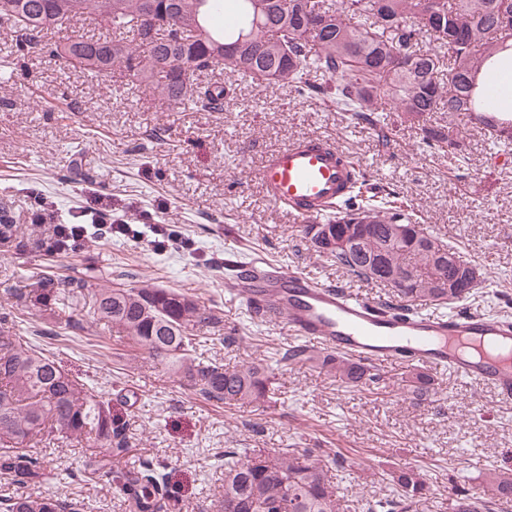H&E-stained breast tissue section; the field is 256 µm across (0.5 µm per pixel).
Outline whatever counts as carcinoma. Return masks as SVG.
Segmentation results:
<instances>
[{"label": "carcinoma", "instance_id": "obj_1", "mask_svg": "<svg viewBox=\"0 0 512 512\" xmlns=\"http://www.w3.org/2000/svg\"><path fill=\"white\" fill-rule=\"evenodd\" d=\"M233 19L216 22L224 0H0V24L16 34L20 55L48 54L96 77L123 63L134 82L165 101L194 112L224 110L230 89L198 86L195 73L224 66L257 84H287L301 95L327 100L338 112L378 128L383 145L389 127L377 113L382 103L401 118L421 125L422 140L450 155L460 151L456 120L473 116L474 125L491 139L509 140L506 128L491 130L475 98V76L481 64L512 44V0H237ZM86 14L95 16L97 31L52 40L49 34ZM164 19V41L144 43L145 31ZM237 55L224 58V47ZM448 68V82L440 79ZM448 113V124H431L433 112ZM346 215L328 225L330 239L305 234L317 251L331 256L350 273L387 283L384 274L409 270L412 276L393 286L391 310L410 312L421 304L453 305L466 301L474 287L465 279L478 265L462 259L458 249L395 209L360 206L350 201ZM374 212L364 227L359 248L348 252L331 246L336 229L355 216ZM41 287L32 290L40 302L50 293L53 277L37 273ZM94 316L112 324L135 351L167 361L187 385L228 406L274 402L278 386L262 361L225 367L198 353L196 330L216 322L214 311L192 294L151 284L139 288L112 285L105 276L96 284ZM317 360L347 387L374 384L378 374L353 358L325 353ZM403 389L427 400L437 393L434 376L411 370ZM46 437L86 440L99 448L124 451V427L116 423L108 402L95 387L65 373L54 357L31 342L0 331V471L21 484L50 479L43 456L20 448ZM397 490L377 502V512H412L429 490L427 474L412 467L390 473ZM130 512H170L168 488L153 465L115 476ZM486 500L460 490L456 512H490L491 501H512V472L491 478ZM222 512H337L328 470L312 450L272 455L246 448L224 449ZM0 512H79L77 505L54 495L8 494Z\"/></svg>", "mask_w": 512, "mask_h": 512}]
</instances>
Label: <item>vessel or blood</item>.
I'll use <instances>...</instances> for the list:
<instances>
[{
	"mask_svg": "<svg viewBox=\"0 0 512 512\" xmlns=\"http://www.w3.org/2000/svg\"><path fill=\"white\" fill-rule=\"evenodd\" d=\"M358 167L337 147L304 138L268 153L258 170L266 196L296 221L317 218L351 192ZM253 279L236 287L252 308L286 319L311 347L376 366L452 371L473 385L491 386L512 404V319L484 312H387L334 285L253 259Z\"/></svg>",
	"mask_w": 512,
	"mask_h": 512,
	"instance_id": "obj_1",
	"label": "vessel or blood"
}]
</instances>
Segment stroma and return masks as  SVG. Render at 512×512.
I'll return each mask as SVG.
<instances>
[{"label": "stroma", "instance_id": "35a3bbf8", "mask_svg": "<svg viewBox=\"0 0 512 512\" xmlns=\"http://www.w3.org/2000/svg\"><path fill=\"white\" fill-rule=\"evenodd\" d=\"M11 27L0 24V214L20 226L17 246L0 252V317L22 338L53 353L66 372L97 387L125 428L126 452L85 469L80 446L41 443L51 473L19 486L0 473V495L19 490L75 499L82 512H128L112 477L153 461L181 512H219L224 451L289 452L318 448L356 465L335 473L338 512H371L390 497L386 475L401 466L424 471L431 490L416 512H452L454 488L489 495V478L512 468V406L452 373L436 376L437 393L420 403L398 386L400 369L380 370L379 384L356 390L319 364L278 362L280 395L260 407L228 408L186 386L165 362L133 350L110 325L95 321L90 294L54 304L17 300L27 277L43 268L56 291L70 279L100 273L126 286L151 283L195 295L220 318L203 329L204 356L226 366L265 359L297 345L286 321L250 323L224 279L229 253L262 257L314 281L388 302L386 286L362 280L316 252L298 224L265 196L263 155L291 141L319 137L362 166L369 187L392 192L415 223L481 266L484 282L465 305L512 316V145L460 126L463 149L451 157L426 147L417 124L386 113L390 148L371 126L298 96L293 87L239 84L223 111L169 105L132 83L121 67L92 78L63 59L18 57ZM65 216L92 190L112 199L125 224H171L190 248H154L120 236L90 238L67 256L41 242L51 225L32 223V191ZM79 319L65 328L66 315Z\"/></svg>", "mask_w": 512, "mask_h": 512}]
</instances>
